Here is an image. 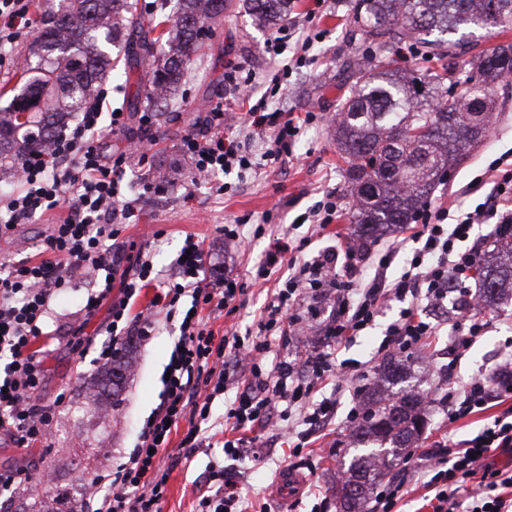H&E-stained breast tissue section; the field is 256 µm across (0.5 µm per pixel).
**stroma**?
Here are the masks:
<instances>
[{
	"label": "stroma",
	"mask_w": 512,
	"mask_h": 512,
	"mask_svg": "<svg viewBox=\"0 0 512 512\" xmlns=\"http://www.w3.org/2000/svg\"><path fill=\"white\" fill-rule=\"evenodd\" d=\"M294 2L290 21L311 22L319 34L303 67L285 72L291 53H268L266 43L273 37V30L255 26L242 0H231L204 40L184 83L159 113L155 126L145 131L133 120L123 132L108 135L113 151H124L132 141L148 151L149 178H142L137 159H130L126 168L128 193L138 202L140 219L122 225L120 237L127 241L132 253L150 257L156 269H169L188 235L204 240L214 275L239 278L259 263L274 237L286 234L297 240L308 236L316 250L352 235L346 164L336 147L329 117L336 111L338 86L348 76L345 62L361 50L360 42L347 38L355 0ZM230 71L239 79H251L253 99H266L269 109L311 112L315 118L302 127L290 160L267 165L257 175L248 172L224 176L225 190L218 196L195 184L192 164L182 155L180 144L200 117L216 111L224 114L225 135L245 138L240 103L224 99V76ZM275 80L287 87L286 96L266 97L267 87ZM496 111L484 144L464 164L451 170L449 178L428 199V206L435 209L454 203L472 208L483 202L491 188L489 164L498 157L512 155V87L498 90ZM149 180L162 182L163 192L146 189ZM331 189L343 198L337 223L324 229L297 225L298 216ZM269 211L275 214V223L265 225V234L255 235V228ZM58 217V212H49L0 238V262L16 263L35 257ZM231 224L241 225V241L225 239L221 228ZM84 294L85 285L81 282L61 291L47 319V328L55 336L36 342L46 351L44 400L50 403L58 394L66 396L64 403H58L50 436L26 449L16 447L7 436H0V472L12 471L22 476L21 493L0 495V506L11 505L13 512H23L35 503L42 505L45 512H81L89 486L78 466L80 459L95 454L99 472L114 471L134 448L142 425L160 402L162 374L177 329L161 317L149 339L129 337L126 347L131 367L121 384L112 386L105 378L106 367L94 363V351L86 350L82 355L77 352L78 347H84L86 337H106L100 319L85 321ZM400 308L397 301L385 307L365 336L339 347V359L350 363L370 359ZM332 315L331 304H322L307 333L283 339L272 337L270 360L298 362L324 347L329 342L324 325ZM485 315L492 328L455 369L457 384L492 370L499 345L512 340V301L486 306ZM78 324L83 325L84 331L76 336L72 329ZM448 363V332L443 329L419 350L411 375L421 379L423 388L428 389L437 384L439 369ZM224 406L221 398L212 405L213 447L191 454L180 448L187 422H180L178 431L173 433L162 460L169 478L161 512H196L199 490L212 471L226 463L245 476L243 495L248 512H311L319 504L324 512H336V471L349 466L354 455L350 448L340 452L334 449L335 442L346 439L351 430L346 420L350 400H343L337 418L320 434L309 438L301 456L292 455L287 435L275 426L258 431L254 452L231 462L225 461L221 450ZM287 469L303 475L300 492L288 498L281 495L276 483L278 475Z\"/></svg>",
	"instance_id": "stroma-1"
}]
</instances>
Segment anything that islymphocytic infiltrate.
<instances>
[{"label":"lymphocytic infiltrate","instance_id":"f902f5d3","mask_svg":"<svg viewBox=\"0 0 512 512\" xmlns=\"http://www.w3.org/2000/svg\"><path fill=\"white\" fill-rule=\"evenodd\" d=\"M33 0H0V70L13 62L8 46L18 43L33 23ZM106 88H98L80 112L76 123L45 153L23 155L16 164L19 186L0 196V236L17 225L55 210H63L44 241L43 259L19 264L0 263V433L20 448L45 438L56 415V406L44 402L47 371L32 346L44 335V325L57 294L74 281L87 280L82 310L86 318L106 311L107 337L95 348L96 363L106 365L122 351L129 336H151L156 312L178 320V337L171 350L159 405L145 421L136 446L114 474L93 481L95 512H160L168 473L161 460L170 444L172 429L181 420L189 427L181 439L184 448L206 445L203 424L212 417L216 397L231 394L224 422L234 436L224 442V455H243L249 434L268 427L276 409L297 414L299 430L293 455H301L304 441L323 429L347 391L368 376L338 363L333 352L321 351L307 359L312 371L302 378L295 364L270 363L271 337L295 332V309L304 297L328 298L335 314L326 334L336 342L363 335L376 324L383 307L403 301L397 317L385 329L377 356L405 357L437 335L438 325L426 318L429 308L448 305V284L457 282L460 293L468 288L464 274L475 262L476 247L468 246L475 225L497 220L512 223V168L495 176L492 201L471 210L423 209L418 223L408 225L415 248L401 274L388 279L393 253L365 269L363 256L353 247L329 249L303 258L306 239H274L264 262L249 281L211 278L208 252L202 241L186 236L173 261L161 292L152 305L131 314L130 301L151 284L156 274L149 259L129 263L119 241L122 224L134 217L137 207L125 189L127 158L111 156L104 144L106 132L127 125L124 114L105 113ZM252 136L262 142L254 155L245 144L224 135V115L210 113L183 138L181 153L190 159L198 181L211 192L223 194L218 174L254 171L260 162L290 158L301 124L277 111L253 106L243 118ZM282 272L270 300L260 312L255 330L215 336L204 313L235 315L245 304L249 286L268 281ZM121 297H113V286ZM188 310H180L182 299ZM451 324L449 350L453 364H460L488 331L491 321L473 304L457 306ZM495 375H477L462 388L448 385V421L487 413L476 434L432 451L409 452L405 468L417 473L432 494V512H512V474L493 466L489 458L500 448H512V407L493 415L492 404L512 397V342L499 352ZM198 500V512H246L241 477L221 468Z\"/></svg>","mask_w":512,"mask_h":512}]
</instances>
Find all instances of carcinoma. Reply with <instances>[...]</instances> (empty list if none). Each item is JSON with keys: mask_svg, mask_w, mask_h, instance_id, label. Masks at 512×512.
<instances>
[{"mask_svg": "<svg viewBox=\"0 0 512 512\" xmlns=\"http://www.w3.org/2000/svg\"><path fill=\"white\" fill-rule=\"evenodd\" d=\"M291 0H247L260 23L275 25ZM227 0H177L168 28L153 37V20L138 12V0H59L31 45L23 84L0 109V170L15 166L31 132L35 150L45 151L98 82L115 71L112 46H128L145 62L129 101L155 107L180 87L193 56ZM356 22L381 53L357 65L334 118L336 144L349 164L354 195L355 248L383 224L416 219L435 185L466 147L485 139L493 119L496 84L512 76V44L475 51L474 31L512 22V0H358ZM425 49L424 61L440 70L421 74L393 66V49L405 41ZM473 56L478 63L461 64ZM507 261L476 264L486 301L512 288V224L494 241ZM402 361L386 362L364 389L362 420L349 435L359 449L336 486V512H364L370 486L403 461L423 433L424 397L413 387L389 390L402 379Z\"/></svg>", "mask_w": 512, "mask_h": 512, "instance_id": "1", "label": "carcinoma"}]
</instances>
